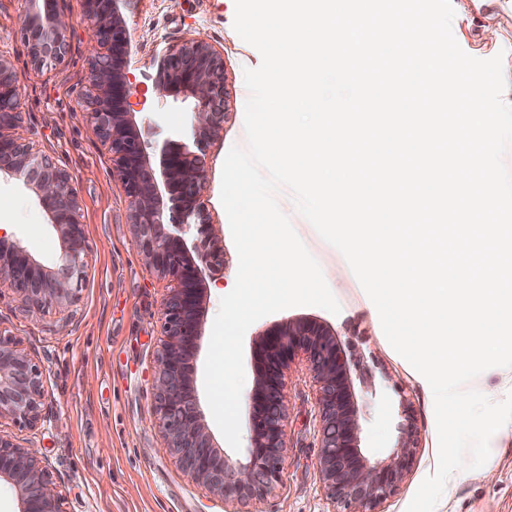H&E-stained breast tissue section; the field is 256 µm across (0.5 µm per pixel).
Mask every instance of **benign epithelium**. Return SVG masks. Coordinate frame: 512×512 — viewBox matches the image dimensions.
<instances>
[{"label": "benign epithelium", "instance_id": "1", "mask_svg": "<svg viewBox=\"0 0 512 512\" xmlns=\"http://www.w3.org/2000/svg\"><path fill=\"white\" fill-rule=\"evenodd\" d=\"M21 31L32 63L63 61L69 18L61 0H25ZM126 0H83L92 31L87 115L112 152V164L132 207L131 224L151 271L169 282L164 303L162 352L156 362L154 414L163 448L191 478L231 505L260 500L281 482L287 407L285 371L306 359L318 383L319 473L331 512H375L396 489L413 454L406 431L394 457L372 463L358 444L359 407L350 389L349 358L330 330L306 319L266 329L254 340L255 384L247 403L248 455L239 462L218 453L202 423L190 377L201 336L200 284L224 267V249L200 201L206 148L224 122V62L201 38L170 46L158 61L160 93L194 100L189 128L160 149L154 171L129 105L125 72L129 40ZM23 81L0 55V176H20L35 188L40 205L64 243L56 269L37 261L20 241L0 237V294L11 291L28 310H67L77 299L87 245L72 177L32 151L21 133ZM42 372L10 336L0 335V419L31 428L41 420ZM18 493V512H65V497L38 451L0 433V482Z\"/></svg>", "mask_w": 512, "mask_h": 512}]
</instances>
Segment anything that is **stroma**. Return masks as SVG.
I'll return each mask as SVG.
<instances>
[{
    "mask_svg": "<svg viewBox=\"0 0 512 512\" xmlns=\"http://www.w3.org/2000/svg\"><path fill=\"white\" fill-rule=\"evenodd\" d=\"M71 29L68 50L55 67L37 69L21 36L24 0H0V55L24 83L23 134L72 178L86 236L87 266L72 317L52 308L24 310L12 293L0 294V333L15 336L43 372V420L36 429L0 421V429L37 448L54 480L63 484L69 512H224L222 498L196 484L162 448L153 415L156 359L162 348L166 281L153 275L130 225V202L107 145L85 117L91 30L82 0H65ZM130 32L126 69L130 101L151 159L162 144L179 140L193 110L189 100L160 94L153 78L168 45L198 37L224 59V125L206 149L201 201L219 230L226 261L202 286L203 336L194 360V385L204 392V368L220 300L234 287L238 254L220 201L222 168L233 146L246 143L244 71L261 63L259 51L233 27L235 0H127ZM281 209L323 271L340 314L300 306L267 315L243 342L244 392H251L253 343L259 331L304 318L337 332L352 355L350 376L361 407L360 446L370 460H390L405 430L416 448L395 493L377 512H406L421 482L437 465L434 407L417 371L391 346L373 304L343 254L325 242L295 209L288 190ZM0 234L22 241L47 267L63 252L33 190L20 180H0ZM284 393L288 407L282 480L275 491L250 502L246 512H328L319 474L318 387L305 363L292 366ZM435 512H512V441L495 443L480 469L448 480Z\"/></svg>",
    "mask_w": 512,
    "mask_h": 512,
    "instance_id": "obj_1",
    "label": "stroma"
}]
</instances>
